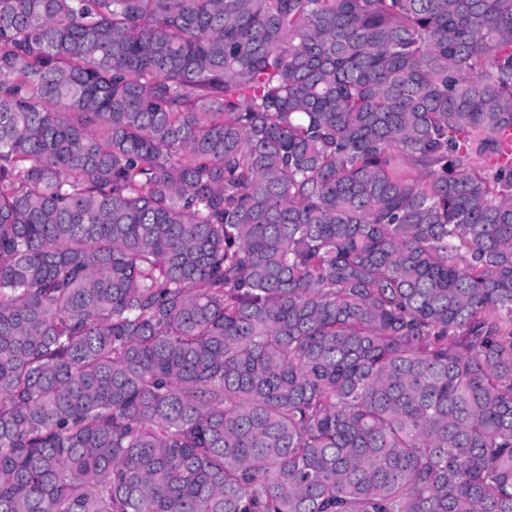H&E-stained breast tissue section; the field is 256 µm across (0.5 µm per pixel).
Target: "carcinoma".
I'll list each match as a JSON object with an SVG mask.
<instances>
[{"instance_id":"obj_1","label":"carcinoma","mask_w":512,"mask_h":512,"mask_svg":"<svg viewBox=\"0 0 512 512\" xmlns=\"http://www.w3.org/2000/svg\"><path fill=\"white\" fill-rule=\"evenodd\" d=\"M512 0H0V512H512Z\"/></svg>"}]
</instances>
